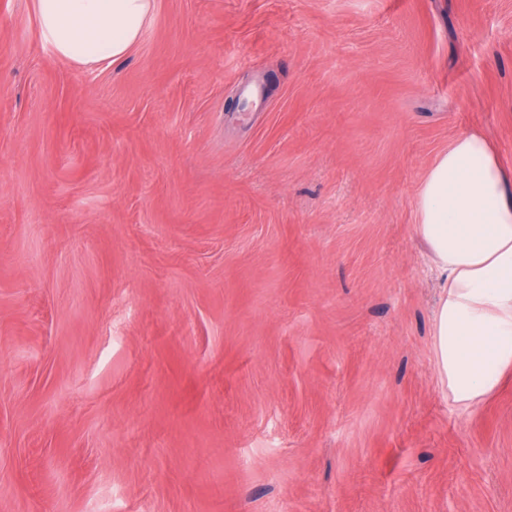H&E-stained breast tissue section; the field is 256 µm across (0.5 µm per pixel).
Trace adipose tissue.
<instances>
[{
  "label": "adipose tissue",
  "instance_id": "obj_1",
  "mask_svg": "<svg viewBox=\"0 0 512 512\" xmlns=\"http://www.w3.org/2000/svg\"><path fill=\"white\" fill-rule=\"evenodd\" d=\"M36 11L60 58L93 67L128 54L151 19L153 0H36ZM415 214L441 282L433 318L440 382L467 409L512 368V172L483 133L458 136L437 157Z\"/></svg>",
  "mask_w": 512,
  "mask_h": 512
}]
</instances>
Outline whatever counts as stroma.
<instances>
[{
    "instance_id": "35a3bbf8",
    "label": "stroma",
    "mask_w": 512,
    "mask_h": 512,
    "mask_svg": "<svg viewBox=\"0 0 512 512\" xmlns=\"http://www.w3.org/2000/svg\"><path fill=\"white\" fill-rule=\"evenodd\" d=\"M512 171V0H0V512H512V372L435 366L415 198ZM153 0H37L44 40L62 59L79 66L123 59L148 25Z\"/></svg>"
}]
</instances>
